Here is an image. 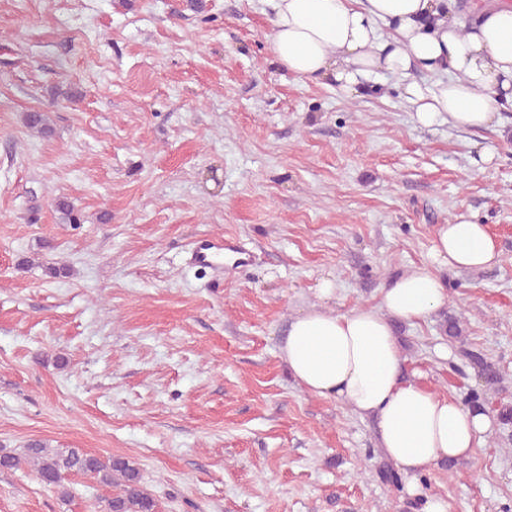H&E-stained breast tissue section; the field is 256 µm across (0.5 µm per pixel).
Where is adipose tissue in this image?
I'll return each mask as SVG.
<instances>
[{
  "label": "adipose tissue",
  "mask_w": 512,
  "mask_h": 512,
  "mask_svg": "<svg viewBox=\"0 0 512 512\" xmlns=\"http://www.w3.org/2000/svg\"><path fill=\"white\" fill-rule=\"evenodd\" d=\"M279 63L299 77L356 93L361 79L389 73L424 127L491 126L512 107V0H474L465 22L458 0H269ZM432 81L414 78V71ZM486 225L459 212L438 225L428 262L386 282L374 306L302 311L280 356L306 392L374 421L385 457L413 478L468 459L489 434L493 412L458 402L403 374L394 326L425 321L448 300L437 270L496 265Z\"/></svg>",
  "instance_id": "obj_1"
}]
</instances>
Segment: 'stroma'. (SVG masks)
<instances>
[{
  "label": "stroma",
  "mask_w": 512,
  "mask_h": 512,
  "mask_svg": "<svg viewBox=\"0 0 512 512\" xmlns=\"http://www.w3.org/2000/svg\"><path fill=\"white\" fill-rule=\"evenodd\" d=\"M271 18L265 0H0V454L129 459L158 512H512V424L396 490L374 422L305 392L279 351L323 280L329 309L377 304L470 212L501 260L442 270L444 312L512 404V108L420 126L393 75L349 97L289 73ZM204 238L234 262L195 266ZM442 314L397 326L403 367L463 402L480 379ZM114 492L0 470V512H102ZM461 316L448 315L445 324V333L452 340H456L461 344V353L469 362L478 368L481 381L484 383L486 390L492 389L500 380V374L496 367L485 361L482 356L473 350L465 348L464 345V328ZM485 390V391H486Z\"/></svg>",
  "instance_id": "obj_1"
}]
</instances>
